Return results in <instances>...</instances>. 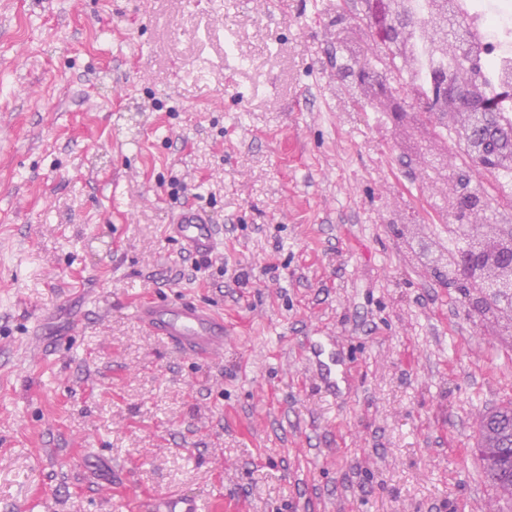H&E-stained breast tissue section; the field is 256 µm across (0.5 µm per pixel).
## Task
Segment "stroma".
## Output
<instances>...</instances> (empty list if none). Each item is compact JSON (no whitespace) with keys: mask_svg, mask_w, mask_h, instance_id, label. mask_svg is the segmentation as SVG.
Listing matches in <instances>:
<instances>
[{"mask_svg":"<svg viewBox=\"0 0 512 512\" xmlns=\"http://www.w3.org/2000/svg\"><path fill=\"white\" fill-rule=\"evenodd\" d=\"M335 5L0 0V512H512L474 451L512 337L397 238L446 196L429 129L344 110ZM183 186L201 270L168 233ZM165 296L223 314V358L147 334ZM169 227L190 253L207 256L216 248L214 224L206 211L193 206L183 207L172 214ZM159 512H203L204 504L195 497L169 495L158 503Z\"/></svg>","mask_w":512,"mask_h":512,"instance_id":"stroma-1","label":"stroma"}]
</instances>
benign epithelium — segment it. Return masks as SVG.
Here are the masks:
<instances>
[{"instance_id": "7a95c632", "label": "benign epithelium", "mask_w": 512, "mask_h": 512, "mask_svg": "<svg viewBox=\"0 0 512 512\" xmlns=\"http://www.w3.org/2000/svg\"><path fill=\"white\" fill-rule=\"evenodd\" d=\"M451 9L436 8L430 33L444 54L476 61L468 51V32L463 25L448 29ZM408 19L401 0H359L354 14V28L342 39L346 48L360 52L358 33L373 34V52L384 76L372 78L367 71L355 74L357 86L367 98L382 99L396 110L397 122H419L432 125L430 106L417 100L415 87L408 75H400L408 53L405 31ZM433 100L445 108L441 113L453 129L456 139L475 145L474 156L482 169L512 163V134L495 124V103L482 93L480 84L471 76L435 77ZM470 178L463 172L448 180V212L470 238V246L456 259V279L471 288L467 297L470 309L481 307L491 296H499L502 318H512V225L501 224L495 233L484 230L479 217L488 207L487 196L469 187Z\"/></svg>"}]
</instances>
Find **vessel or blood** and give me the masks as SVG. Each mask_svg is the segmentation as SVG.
<instances>
[{
  "label": "vessel or blood",
  "instance_id": "obj_1",
  "mask_svg": "<svg viewBox=\"0 0 512 512\" xmlns=\"http://www.w3.org/2000/svg\"><path fill=\"white\" fill-rule=\"evenodd\" d=\"M170 230L184 249L196 255L211 254L216 245L215 229L206 211L186 206L171 216ZM134 314L146 332L166 341L199 361L224 352L229 334L223 314L192 299L152 300L136 305ZM158 512H204L197 498L171 495L159 502Z\"/></svg>",
  "mask_w": 512,
  "mask_h": 512
}]
</instances>
